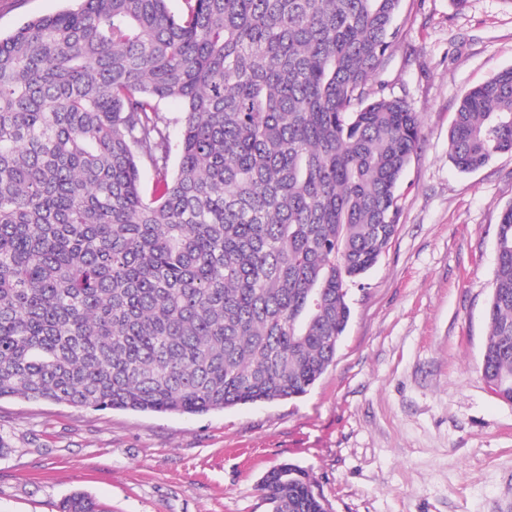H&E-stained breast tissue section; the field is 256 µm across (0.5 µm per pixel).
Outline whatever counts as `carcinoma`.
Masks as SVG:
<instances>
[{
	"label": "carcinoma",
	"mask_w": 512,
	"mask_h": 512,
	"mask_svg": "<svg viewBox=\"0 0 512 512\" xmlns=\"http://www.w3.org/2000/svg\"><path fill=\"white\" fill-rule=\"evenodd\" d=\"M168 2L77 0L0 36V399L301 397L394 236L420 123L373 77L401 0ZM502 152L512 68L466 91L448 138L463 172ZM488 320L480 372L512 402V205ZM260 491L269 512H329L293 464ZM59 512L106 510L75 491Z\"/></svg>",
	"instance_id": "1"
}]
</instances>
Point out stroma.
<instances>
[{
  "label": "stroma",
  "mask_w": 512,
  "mask_h": 512,
  "mask_svg": "<svg viewBox=\"0 0 512 512\" xmlns=\"http://www.w3.org/2000/svg\"><path fill=\"white\" fill-rule=\"evenodd\" d=\"M71 0H0V33ZM377 71L419 114L401 214L348 287L335 361L304 396L205 415L0 401V512H57L83 490L109 512H268L292 463L332 512H512V403L479 370L512 153L463 173L448 135L465 90L512 67V0H402Z\"/></svg>",
  "instance_id": "35a3bbf8"
}]
</instances>
